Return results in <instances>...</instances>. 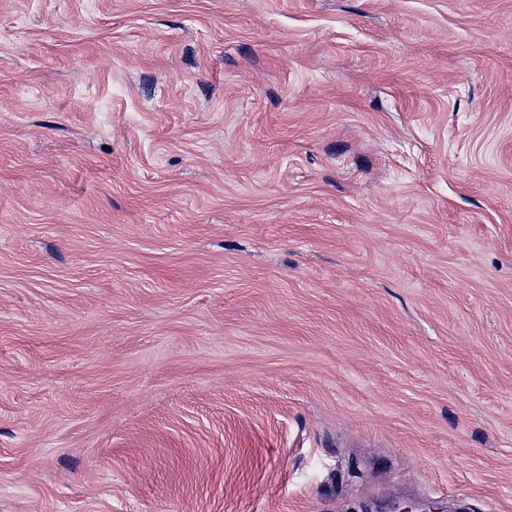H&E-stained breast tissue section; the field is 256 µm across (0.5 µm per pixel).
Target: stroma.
<instances>
[{
    "label": "stroma",
    "mask_w": 512,
    "mask_h": 512,
    "mask_svg": "<svg viewBox=\"0 0 512 512\" xmlns=\"http://www.w3.org/2000/svg\"><path fill=\"white\" fill-rule=\"evenodd\" d=\"M512 512V0H0V512Z\"/></svg>",
    "instance_id": "35a3bbf8"
}]
</instances>
